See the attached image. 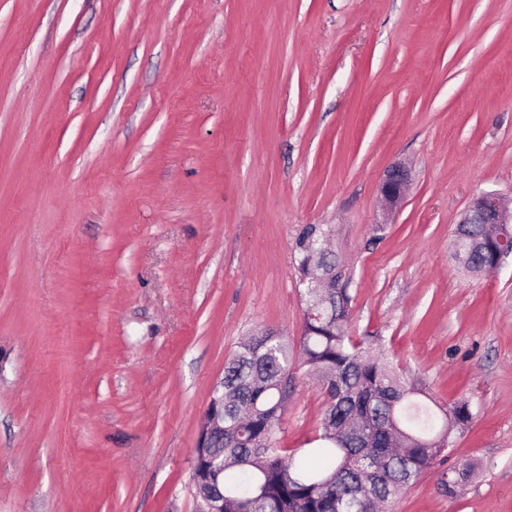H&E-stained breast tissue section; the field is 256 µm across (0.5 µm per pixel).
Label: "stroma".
<instances>
[{
    "mask_svg": "<svg viewBox=\"0 0 512 512\" xmlns=\"http://www.w3.org/2000/svg\"><path fill=\"white\" fill-rule=\"evenodd\" d=\"M481 191L512 200V0H0V512H201L213 388L298 345L312 229L351 336L472 407L393 512H512V256L453 257ZM290 377L293 451L325 404ZM411 181V169L404 163H396L385 171L379 183V193L387 211L403 203Z\"/></svg>",
    "mask_w": 512,
    "mask_h": 512,
    "instance_id": "obj_1",
    "label": "stroma"
}]
</instances>
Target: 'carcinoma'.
I'll return each instance as SVG.
<instances>
[{"label": "carcinoma", "instance_id": "cac0c4a2", "mask_svg": "<svg viewBox=\"0 0 512 512\" xmlns=\"http://www.w3.org/2000/svg\"><path fill=\"white\" fill-rule=\"evenodd\" d=\"M486 237L483 224L455 228L454 238L470 246L471 272L494 266L495 244ZM319 242L309 236L302 243L305 307L316 303L308 274L321 263L336 273V288L323 305L327 318H304L300 352L325 395L322 433L312 448L287 454L276 447L292 353L278 336L243 343L209 402L224 413V437L196 449L193 469L195 485L213 484L224 495V512H385L473 418L469 402H438L420 379L395 371L348 335L346 272Z\"/></svg>", "mask_w": 512, "mask_h": 512}]
</instances>
